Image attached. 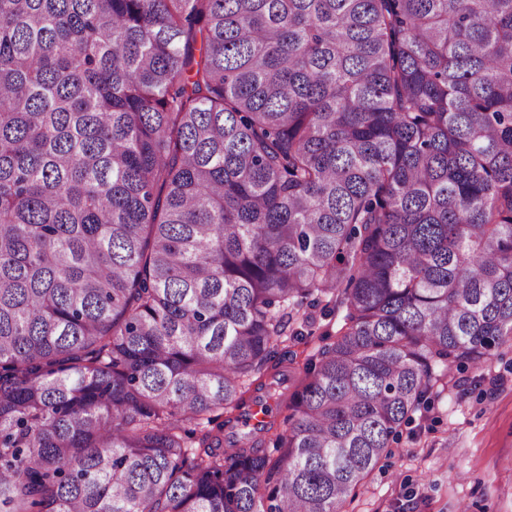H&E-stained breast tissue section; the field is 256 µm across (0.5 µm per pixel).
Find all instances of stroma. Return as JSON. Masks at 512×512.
I'll return each mask as SVG.
<instances>
[{
    "label": "stroma",
    "mask_w": 512,
    "mask_h": 512,
    "mask_svg": "<svg viewBox=\"0 0 512 512\" xmlns=\"http://www.w3.org/2000/svg\"><path fill=\"white\" fill-rule=\"evenodd\" d=\"M344 512H512V348L451 368Z\"/></svg>",
    "instance_id": "1"
}]
</instances>
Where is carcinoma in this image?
Listing matches in <instances>:
<instances>
[{"mask_svg": "<svg viewBox=\"0 0 512 512\" xmlns=\"http://www.w3.org/2000/svg\"><path fill=\"white\" fill-rule=\"evenodd\" d=\"M506 343L512 0H0V512H342ZM339 319L338 314L331 315L325 321H322V326L316 331L315 335L306 337L300 343L289 344L291 346L290 349L297 353V361L300 365H302L307 356L317 354L325 344H329L333 341ZM327 323H329V325H327ZM325 330H329L332 336L328 338H326L327 336H320Z\"/></svg>", "mask_w": 512, "mask_h": 512, "instance_id": "1", "label": "carcinoma"}]
</instances>
